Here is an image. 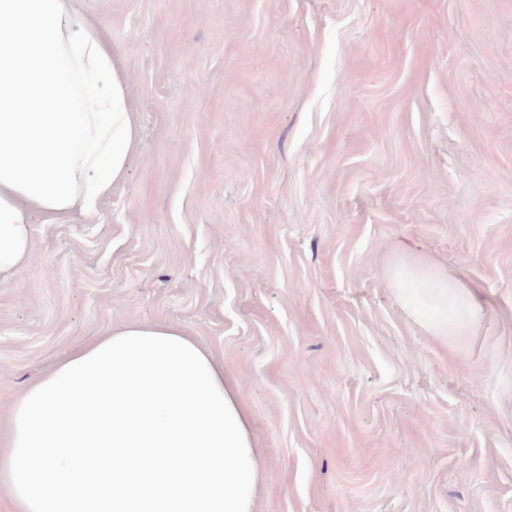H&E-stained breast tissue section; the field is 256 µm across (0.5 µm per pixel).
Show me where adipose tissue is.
<instances>
[{
    "mask_svg": "<svg viewBox=\"0 0 512 512\" xmlns=\"http://www.w3.org/2000/svg\"><path fill=\"white\" fill-rule=\"evenodd\" d=\"M138 140L119 53L75 0H0V282L30 255L34 214L95 211ZM403 307L455 341L493 300L404 249ZM259 463L224 369L182 327L134 323L76 347L13 404L0 485L17 512H255Z\"/></svg>",
    "mask_w": 512,
    "mask_h": 512,
    "instance_id": "adipose-tissue-1",
    "label": "adipose tissue"
}]
</instances>
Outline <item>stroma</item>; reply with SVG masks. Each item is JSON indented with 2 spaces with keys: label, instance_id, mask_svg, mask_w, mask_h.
<instances>
[{
  "label": "stroma",
  "instance_id": "obj_1",
  "mask_svg": "<svg viewBox=\"0 0 512 512\" xmlns=\"http://www.w3.org/2000/svg\"><path fill=\"white\" fill-rule=\"evenodd\" d=\"M127 175L0 284V428L73 348L175 323L238 383L256 512H512V0H77ZM496 298L459 345L401 245Z\"/></svg>",
  "mask_w": 512,
  "mask_h": 512
}]
</instances>
